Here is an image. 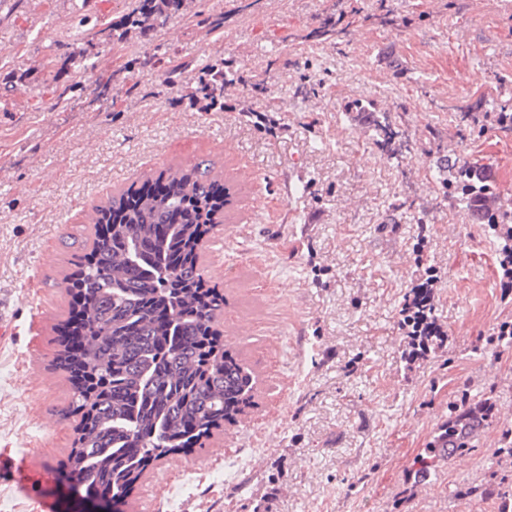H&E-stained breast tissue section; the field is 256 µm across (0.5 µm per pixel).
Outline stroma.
<instances>
[{"label":"stroma","instance_id":"stroma-1","mask_svg":"<svg viewBox=\"0 0 512 512\" xmlns=\"http://www.w3.org/2000/svg\"><path fill=\"white\" fill-rule=\"evenodd\" d=\"M129 0H0V512H93L66 487L79 418L55 326L96 209L199 158L233 201L198 263L224 292L217 326L253 368L254 405L202 449L153 462L121 512H494L464 496L499 481L512 428V321L498 246L437 179L455 149L512 198V134L475 108L512 92V0H193L157 35L112 41ZM95 63L64 66L81 17ZM342 44L322 35L326 19ZM178 68L175 84L138 58ZM233 59L223 109L181 97ZM390 112L408 149L380 147L350 107ZM426 224L421 254L413 246ZM440 275L448 339L408 364L398 322L417 263ZM495 402L476 446L407 489L413 458L462 395ZM49 469V477L38 474Z\"/></svg>","mask_w":512,"mask_h":512}]
</instances>
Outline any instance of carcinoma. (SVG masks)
Wrapping results in <instances>:
<instances>
[{"mask_svg":"<svg viewBox=\"0 0 512 512\" xmlns=\"http://www.w3.org/2000/svg\"><path fill=\"white\" fill-rule=\"evenodd\" d=\"M132 0L116 24L143 34L159 33L189 0ZM188 96L198 107L224 104L226 86L235 80L233 61L205 63ZM497 121L512 133V98L489 100ZM367 114L390 155L401 157L387 112L369 103ZM215 163L200 159L188 169L160 173L131 187L98 209L106 232L84 254L68 280L70 314L81 323L78 376L71 380L69 407L81 414L69 457L70 472L82 492L103 498L126 497L144 468L168 453H191L212 431L233 423L251 405L254 371L226 348L216 328L224 293L209 284L194 254L209 230L211 215L224 212L229 189L214 175ZM436 173L472 220L498 233L512 222L491 184L490 168L479 160L441 157ZM140 253L136 266L124 260ZM492 405L484 400L448 407V422L408 469L406 482L420 485L456 456L473 448L479 430L489 425ZM495 449L498 464L512 466V432ZM464 495L512 499L504 484H472Z\"/></svg>","mask_w":512,"mask_h":512,"instance_id":"1","label":"carcinoma"}]
</instances>
